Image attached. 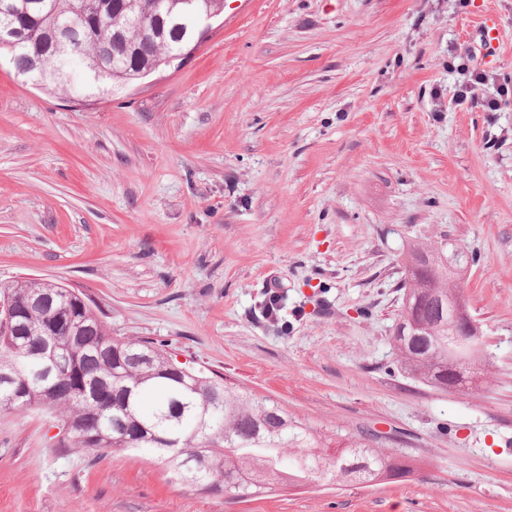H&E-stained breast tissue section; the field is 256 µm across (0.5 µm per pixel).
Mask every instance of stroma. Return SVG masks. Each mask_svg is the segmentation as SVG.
I'll return each mask as SVG.
<instances>
[{
	"label": "stroma",
	"mask_w": 512,
	"mask_h": 512,
	"mask_svg": "<svg viewBox=\"0 0 512 512\" xmlns=\"http://www.w3.org/2000/svg\"><path fill=\"white\" fill-rule=\"evenodd\" d=\"M462 50L512 86V0H227L179 64L95 97L1 60L0 284L78 289L113 335L415 470L237 498L0 411V512H512V97L456 104ZM446 237L489 353L448 392L392 338L408 243Z\"/></svg>",
	"instance_id": "1"
}]
</instances>
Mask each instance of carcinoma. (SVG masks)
I'll list each match as a JSON object with an SVG mask.
<instances>
[{
  "instance_id": "carcinoma-1",
  "label": "carcinoma",
  "mask_w": 512,
  "mask_h": 512,
  "mask_svg": "<svg viewBox=\"0 0 512 512\" xmlns=\"http://www.w3.org/2000/svg\"><path fill=\"white\" fill-rule=\"evenodd\" d=\"M77 0H0V56L8 58L15 74L60 95L112 93L182 56L198 43L194 21L208 13L219 16L224 0H112L102 7L96 23L76 20ZM157 25L162 43L153 52L141 50L144 26ZM66 28L79 53L57 56L53 45ZM82 64L86 81L78 89L71 68ZM448 239L416 242L404 257L411 268V298L402 306V335L393 336L404 372L441 391L467 388L480 377L478 364L448 363L453 330L448 325V287L453 277L440 255H448ZM45 291L34 280L0 287V299L29 309L28 329L38 331L50 319L63 318L79 330L82 341L66 333L55 335L64 362L71 370L62 389L31 375V354L23 338L0 331V361L20 369L23 395L16 401L0 392V409L25 413L46 409L56 414L72 448L98 455L133 451L152 455L168 465L176 479L215 491L255 496L275 485H338L353 477L373 483L403 478L411 466L396 454L372 447L365 437L349 440L327 452L321 435L288 417L270 401L228 387L203 372L185 367L177 377L171 356L152 341L112 335L103 318L80 304L75 290L58 288L48 306L37 305ZM149 353L147 364H133L126 356ZM459 373H454V368ZM97 376L112 389H132L128 406L96 412L81 394L86 378ZM223 390L219 406L207 402L208 393ZM177 436V447L168 439Z\"/></svg>"
}]
</instances>
